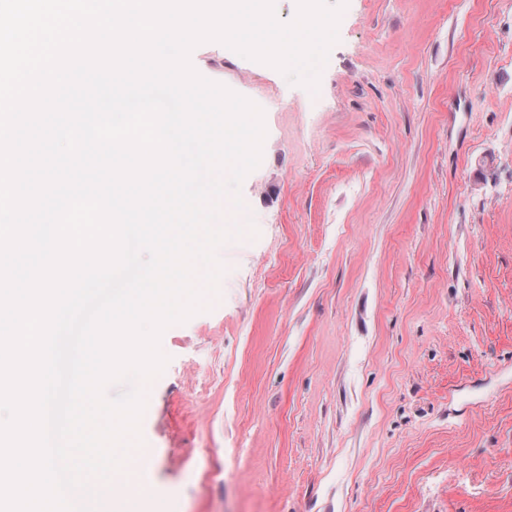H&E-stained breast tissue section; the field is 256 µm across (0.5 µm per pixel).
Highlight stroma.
Masks as SVG:
<instances>
[{"mask_svg":"<svg viewBox=\"0 0 512 512\" xmlns=\"http://www.w3.org/2000/svg\"><path fill=\"white\" fill-rule=\"evenodd\" d=\"M264 111L210 310L169 326L136 512H512V0H347Z\"/></svg>","mask_w":512,"mask_h":512,"instance_id":"1","label":"stroma"}]
</instances>
